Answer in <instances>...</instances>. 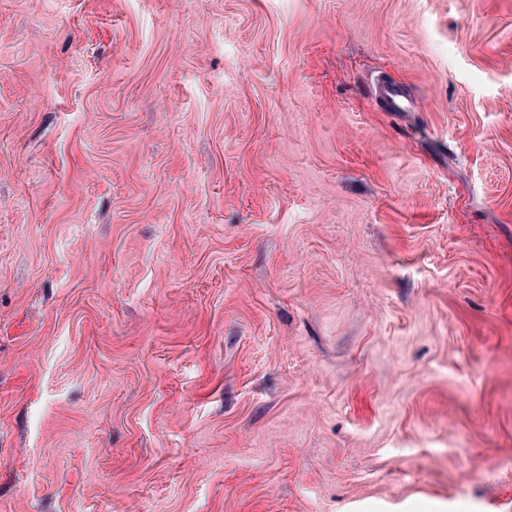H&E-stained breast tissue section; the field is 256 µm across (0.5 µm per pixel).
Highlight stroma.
Segmentation results:
<instances>
[{"mask_svg": "<svg viewBox=\"0 0 512 512\" xmlns=\"http://www.w3.org/2000/svg\"><path fill=\"white\" fill-rule=\"evenodd\" d=\"M0 512H512V0H0Z\"/></svg>", "mask_w": 512, "mask_h": 512, "instance_id": "1", "label": "stroma"}]
</instances>
